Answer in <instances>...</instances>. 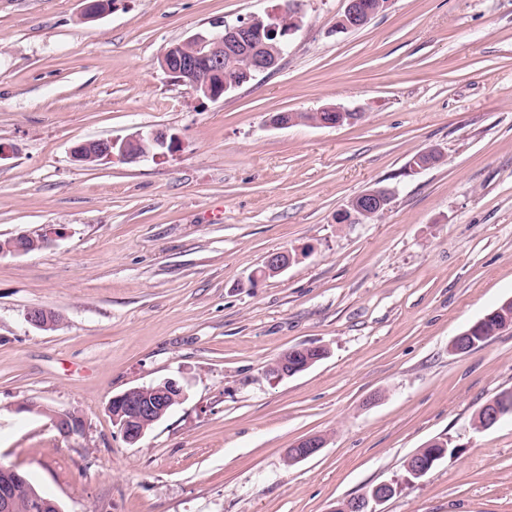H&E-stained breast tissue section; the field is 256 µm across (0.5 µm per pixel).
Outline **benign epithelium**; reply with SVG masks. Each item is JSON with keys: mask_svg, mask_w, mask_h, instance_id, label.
Segmentation results:
<instances>
[{"mask_svg": "<svg viewBox=\"0 0 512 512\" xmlns=\"http://www.w3.org/2000/svg\"><path fill=\"white\" fill-rule=\"evenodd\" d=\"M288 13V30L279 28L283 13ZM304 14L301 3L292 0L289 7H279L263 16L253 15L235 25H223L219 31L207 36L194 35L172 44L161 58V67L174 80L188 86L195 94L210 100H216L230 90L224 84V58H233L244 54L248 56L247 66L241 68L246 77L251 74L266 72L277 67L285 47L277 46V36L284 33L290 35L303 23ZM369 23V17L363 15L358 0H346V7L338 22L341 30H353ZM359 116L357 112H349L336 107H323L317 111V119L312 124L322 127H335L345 122H352ZM149 137L159 146V151L150 154L158 158L165 155V150L174 149L178 142L176 135L164 130H151L147 133L137 131L122 141L117 139L87 140L72 149L74 161L85 164L89 159L110 161L119 157L125 162L134 163L150 155L138 150L142 139ZM388 200L382 195V189L372 188L356 197L348 207L336 215V223H362L386 209ZM43 249L51 244L47 234L36 237L20 232L0 244L1 253L24 255L31 252V245ZM293 256L287 251L269 253L261 267L250 275L251 282H257L281 274L292 263ZM25 320L33 327L48 330L55 327L49 310L32 307L26 310ZM183 390L172 380L155 385L135 387L112 397L108 409L113 422L119 426L124 440L128 443L140 441L147 428L161 420L176 404L182 400ZM51 424L58 432L71 437L84 430V420L72 412H52L49 414ZM323 447L322 439L309 436L296 442L290 449V459L294 462L306 460L315 455ZM438 452L427 456L416 457L408 471L413 478L424 476L433 466ZM3 472L12 477V482L0 487V512H16V485L24 482L23 476L13 468H5ZM395 493L390 483L375 486L370 495L357 496L341 502L335 512H376L374 505L388 500Z\"/></svg>", "mask_w": 512, "mask_h": 512, "instance_id": "benign-epithelium-1", "label": "benign epithelium"}]
</instances>
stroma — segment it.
Returning <instances> with one entry per match:
<instances>
[{
	"label": "stroma",
	"instance_id": "35a3bbf8",
	"mask_svg": "<svg viewBox=\"0 0 512 512\" xmlns=\"http://www.w3.org/2000/svg\"><path fill=\"white\" fill-rule=\"evenodd\" d=\"M280 0H0V466L63 512H512V330L452 339L512 298V0H390L337 31L345 0H303L276 69L212 101L172 82V44ZM335 106L337 127L268 125ZM166 130L179 147L82 166L77 143ZM437 148L441 160L412 170ZM372 221L336 215L367 189ZM294 260L250 284L274 251ZM56 312L37 330L28 308ZM293 348L323 359L291 377ZM172 379L183 400L135 444L108 403ZM30 411H21V404ZM77 412L61 436L49 411ZM325 445L293 463L289 450ZM446 454L414 479L407 459ZM30 242H34L39 250H41L51 244V238L48 234H40L34 237L28 233L21 232L9 238L6 244L0 243V252L1 254L24 255L31 252L32 246ZM323 447L320 436L313 435L303 438L290 448V459L293 462H300L315 455ZM395 493V488L391 483H381L375 486L370 496H357L342 501L335 512H376L371 503L379 504L388 500Z\"/></svg>",
	"mask_w": 512,
	"mask_h": 512
}]
</instances>
